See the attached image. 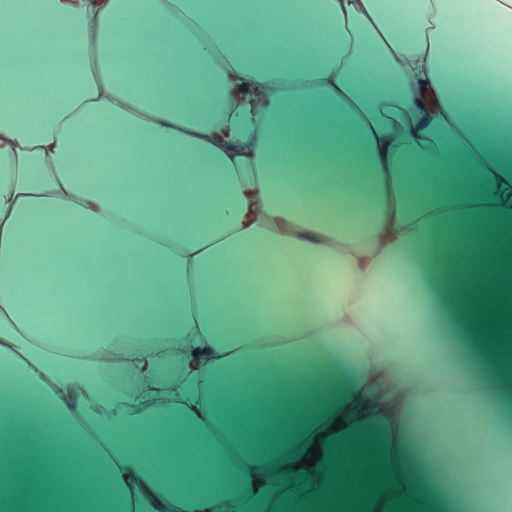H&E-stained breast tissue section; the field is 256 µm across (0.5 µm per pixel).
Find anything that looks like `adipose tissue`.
<instances>
[{"instance_id":"ef3b65f1","label":"adipose tissue","mask_w":512,"mask_h":512,"mask_svg":"<svg viewBox=\"0 0 512 512\" xmlns=\"http://www.w3.org/2000/svg\"><path fill=\"white\" fill-rule=\"evenodd\" d=\"M511 240L512 0H0V512H512Z\"/></svg>"}]
</instances>
